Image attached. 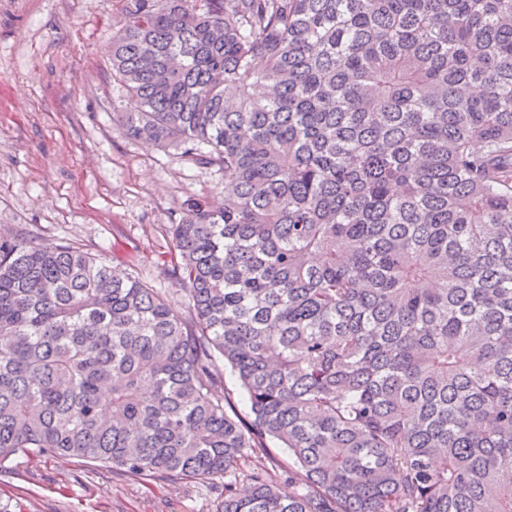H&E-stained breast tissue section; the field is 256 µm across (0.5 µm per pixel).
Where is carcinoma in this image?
I'll return each instance as SVG.
<instances>
[{
	"label": "carcinoma",
	"mask_w": 512,
	"mask_h": 512,
	"mask_svg": "<svg viewBox=\"0 0 512 512\" xmlns=\"http://www.w3.org/2000/svg\"><path fill=\"white\" fill-rule=\"evenodd\" d=\"M120 2L113 123L224 173V206L171 225L184 315L0 237V468L222 478L215 512H512V0ZM224 392L230 398L233 410L242 418L249 412V402L229 371L224 373Z\"/></svg>",
	"instance_id": "cac0c4a2"
}]
</instances>
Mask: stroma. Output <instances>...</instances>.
Wrapping results in <instances>:
<instances>
[{
    "label": "stroma",
    "mask_w": 512,
    "mask_h": 512,
    "mask_svg": "<svg viewBox=\"0 0 512 512\" xmlns=\"http://www.w3.org/2000/svg\"><path fill=\"white\" fill-rule=\"evenodd\" d=\"M118 0H0V236L71 243L125 265L182 308L163 264L187 201L224 176L112 122L125 92L109 69ZM196 480L139 478L68 456L0 473V512H213Z\"/></svg>",
    "instance_id": "35a3bbf8"
}]
</instances>
